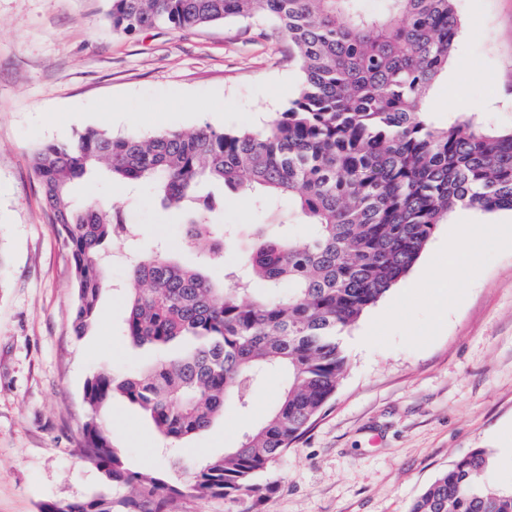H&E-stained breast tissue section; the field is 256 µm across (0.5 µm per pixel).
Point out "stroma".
Returning <instances> with one entry per match:
<instances>
[{"label": "stroma", "mask_w": 512, "mask_h": 512, "mask_svg": "<svg viewBox=\"0 0 512 512\" xmlns=\"http://www.w3.org/2000/svg\"><path fill=\"white\" fill-rule=\"evenodd\" d=\"M110 0H0V512H40L102 488L77 453L86 418L83 387L99 368H140L141 353L120 331L126 305L117 287L125 266L108 267L98 322L71 328L75 273L53 229L33 168L42 143L89 127L113 134L187 131L208 123L258 128L284 112L301 74L288 45L267 26L227 18L206 27L113 31ZM460 34L447 68L429 89V122L472 118L512 129V0H455ZM77 201L121 207L151 250L184 251V215L163 210L149 185L100 178L78 182ZM287 211L258 209L226 192L212 223L231 228L225 266L240 261L258 225L275 230ZM476 233L473 266L436 322L433 278L443 275L457 224ZM512 211L458 207L437 225L410 272L343 334L348 364L333 398L259 482L261 512H407L460 456L483 447L491 481L512 487ZM278 376L256 389L251 408L229 410L175 459L153 428L122 400L105 416L132 467L187 471L199 457L236 447L270 410Z\"/></svg>", "instance_id": "35a3bbf8"}]
</instances>
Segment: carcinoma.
Segmentation results:
<instances>
[{
    "label": "carcinoma",
    "mask_w": 512,
    "mask_h": 512,
    "mask_svg": "<svg viewBox=\"0 0 512 512\" xmlns=\"http://www.w3.org/2000/svg\"><path fill=\"white\" fill-rule=\"evenodd\" d=\"M114 30H189L224 18L270 24L288 41L303 81L285 112L258 129L203 124L189 131L114 135L94 127L46 142L34 172L68 249L77 300L72 330L96 324L106 288L108 244L128 236L122 211L73 204L71 185L98 170L147 183L168 208L198 218L185 233L200 265L158 250L130 267L124 337L147 348L133 374L92 373L82 455L103 490L40 512H195L222 498L254 512L256 479L302 436L336 391L347 358L340 336L414 266L456 206L512 210V131L471 119L438 128L425 119L427 90L447 67L459 22L454 0H111ZM265 209L283 199L307 228L259 229L235 269L206 216L224 189ZM269 371L284 375L274 409L239 443L187 475L135 470L112 442L103 411L119 397L138 409L166 446L185 444L245 408ZM491 453L475 448L417 497L408 512H512V490L487 478Z\"/></svg>",
    "instance_id": "carcinoma-1"
}]
</instances>
